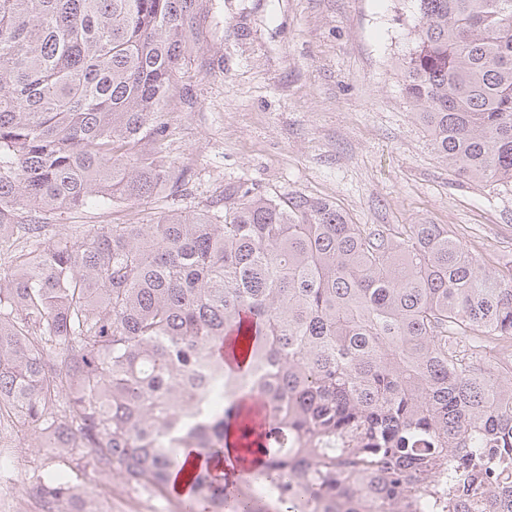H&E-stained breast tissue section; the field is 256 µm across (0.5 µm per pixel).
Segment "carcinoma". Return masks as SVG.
Returning <instances> with one entry per match:
<instances>
[{"label":"carcinoma","mask_w":512,"mask_h":512,"mask_svg":"<svg viewBox=\"0 0 512 512\" xmlns=\"http://www.w3.org/2000/svg\"><path fill=\"white\" fill-rule=\"evenodd\" d=\"M212 2L0 0V405L104 483L168 496L185 475L181 512H255L258 495L288 512L477 508L464 482L512 465V373L480 353L512 340V277L448 227L351 224L332 201L240 185L202 212L46 237L38 212L185 185L168 107L181 66L213 69ZM413 2L403 85L434 150L511 184L512 0ZM232 425L258 438L255 495L216 470ZM37 502L87 505L57 474Z\"/></svg>","instance_id":"1"}]
</instances>
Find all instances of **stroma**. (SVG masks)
<instances>
[{
    "mask_svg": "<svg viewBox=\"0 0 512 512\" xmlns=\"http://www.w3.org/2000/svg\"><path fill=\"white\" fill-rule=\"evenodd\" d=\"M409 0H214L202 37L214 70L190 71L192 104L169 114L166 151L193 178L182 194L136 205L45 213L49 235L200 211L245 185L333 201L353 224H442L490 271L512 265V184L456 176L403 90ZM0 447V501L38 512L54 451L14 430ZM112 512H178L174 501L112 480Z\"/></svg>",
    "mask_w": 512,
    "mask_h": 512,
    "instance_id": "1",
    "label": "stroma"
}]
</instances>
